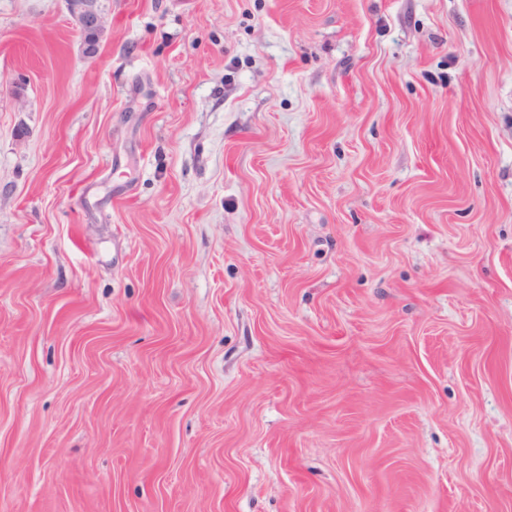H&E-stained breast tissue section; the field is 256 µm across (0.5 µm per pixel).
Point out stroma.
I'll list each match as a JSON object with an SVG mask.
<instances>
[{
  "mask_svg": "<svg viewBox=\"0 0 512 512\" xmlns=\"http://www.w3.org/2000/svg\"><path fill=\"white\" fill-rule=\"evenodd\" d=\"M0 0V512H512V0ZM70 11L77 22L81 34L91 45L98 43V34L102 31V18L99 9V0H69ZM95 34H90V33Z\"/></svg>",
  "mask_w": 512,
  "mask_h": 512,
  "instance_id": "obj_1",
  "label": "stroma"
}]
</instances>
